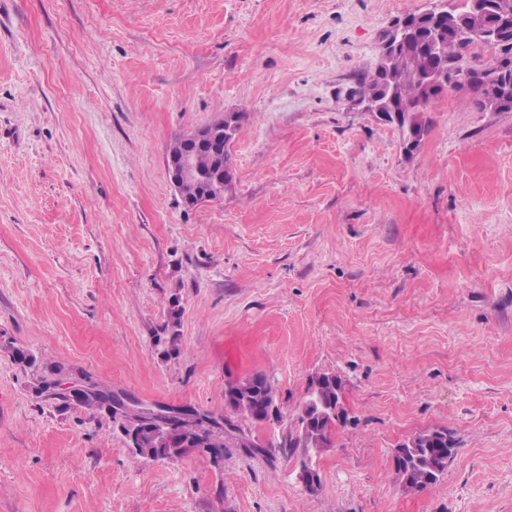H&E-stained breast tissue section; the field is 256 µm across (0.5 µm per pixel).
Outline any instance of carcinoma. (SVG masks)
Listing matches in <instances>:
<instances>
[{
  "mask_svg": "<svg viewBox=\"0 0 512 512\" xmlns=\"http://www.w3.org/2000/svg\"><path fill=\"white\" fill-rule=\"evenodd\" d=\"M436 6L443 16L436 25L448 27L450 17L461 23L458 33L445 39L440 47L439 59L431 55L429 29L425 28L412 42L392 53L385 64L364 77L359 89L361 100L386 111L387 120L398 123L406 130L407 140L418 144L429 131L423 112L448 90L445 82L450 70L461 86H469L477 95L481 109L512 111V33L504 35L493 48L494 55L500 57V67L483 73L480 79L475 78L476 69L481 67L480 56L471 51L474 45L484 46L478 31L486 19L496 14L512 17V0H456L453 7L448 6L447 0H438ZM322 378L326 384L311 392L298 408L294 429L279 444L290 452L304 449L303 466L312 462V451L331 445L337 426L347 423L345 419L337 421L327 412L328 408L336 407V388L331 385L336 374L324 373ZM85 380L94 391L77 396L73 402L89 408L109 407L105 388L88 375ZM224 398L233 413L245 422L258 421L260 410L269 405L275 406L277 418H283L277 390L263 374L226 381ZM111 414L125 436L147 428V422L136 414L120 417L114 410ZM168 433V443L156 446L148 442L132 452L142 459L157 461L180 456L192 448H200L212 456L224 450V426L213 413L190 415L171 424ZM436 435L438 431L426 430L400 444L403 456L393 458L394 471L406 492H419L436 484L447 462L456 456V445L448 439L438 444L446 449L444 458L437 457L435 446L429 444L430 438Z\"/></svg>",
  "mask_w": 512,
  "mask_h": 512,
  "instance_id": "cac0c4a2",
  "label": "carcinoma"
}]
</instances>
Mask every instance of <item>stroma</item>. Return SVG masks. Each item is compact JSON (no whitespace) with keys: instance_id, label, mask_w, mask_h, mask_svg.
Returning <instances> with one entry per match:
<instances>
[{"instance_id":"35a3bbf8","label":"stroma","mask_w":512,"mask_h":512,"mask_svg":"<svg viewBox=\"0 0 512 512\" xmlns=\"http://www.w3.org/2000/svg\"><path fill=\"white\" fill-rule=\"evenodd\" d=\"M430 4L0 0V512H512V112L448 91L409 152L350 96ZM232 113L230 187L184 207L172 143ZM55 364L228 420L262 373L284 418L146 462L35 393ZM323 372L351 422L310 491L278 445ZM425 429L457 454L410 494ZM436 435L438 430L422 431L398 446L403 457L393 455L395 474L406 492H419L436 484L447 467L446 461L456 456L453 440L439 441L438 445L428 444ZM435 448H446L444 461L437 457Z\"/></svg>"}]
</instances>
